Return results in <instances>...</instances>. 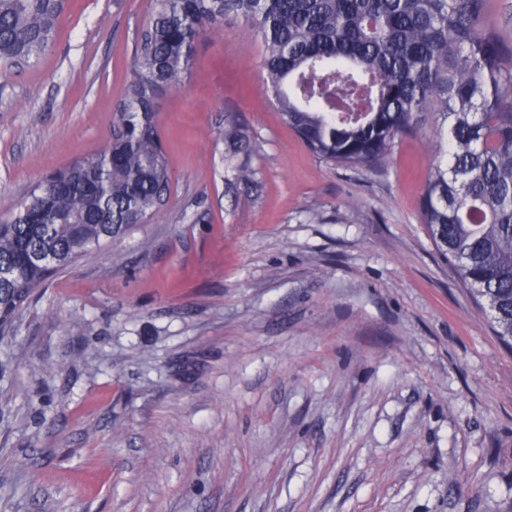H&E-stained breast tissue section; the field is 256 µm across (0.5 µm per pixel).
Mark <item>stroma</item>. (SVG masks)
Returning a JSON list of instances; mask_svg holds the SVG:
<instances>
[{
  "mask_svg": "<svg viewBox=\"0 0 512 512\" xmlns=\"http://www.w3.org/2000/svg\"><path fill=\"white\" fill-rule=\"evenodd\" d=\"M154 8L69 0L38 63L0 66V216L107 144ZM263 54L237 13L199 34L158 101L164 212L0 334V512H512V348L419 222L432 121L385 169L331 165ZM225 162L232 180L250 188L256 182V173L250 165L252 140L249 130L230 115L224 126Z\"/></svg>",
  "mask_w": 512,
  "mask_h": 512,
  "instance_id": "1",
  "label": "stroma"
}]
</instances>
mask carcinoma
<instances>
[{"label":"carcinoma","instance_id":"1","mask_svg":"<svg viewBox=\"0 0 512 512\" xmlns=\"http://www.w3.org/2000/svg\"><path fill=\"white\" fill-rule=\"evenodd\" d=\"M68 0H0V64L46 51ZM487 0H156L109 144L38 181L0 218V327L51 274L160 215L171 174L158 99L181 87L192 45L229 12L250 18L282 121L339 167L388 165L402 137L436 118L420 201L440 257L512 345V46ZM232 180L256 182L249 130L230 116Z\"/></svg>","mask_w":512,"mask_h":512}]
</instances>
